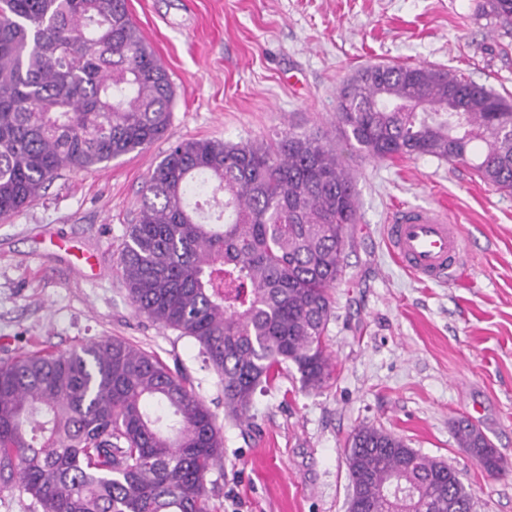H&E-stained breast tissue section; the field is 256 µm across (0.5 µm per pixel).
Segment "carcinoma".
Instances as JSON below:
<instances>
[{"mask_svg": "<svg viewBox=\"0 0 512 512\" xmlns=\"http://www.w3.org/2000/svg\"><path fill=\"white\" fill-rule=\"evenodd\" d=\"M477 15L507 31L512 0ZM173 97L127 0H0V219L66 172L161 139ZM336 118L369 158L467 163L512 192V102L452 68L359 69ZM358 211L352 174L317 135L178 142L146 182L120 276L137 312L199 344L241 423L257 388L293 368L305 390L330 379V290ZM456 434L489 475L512 470L478 428L461 419ZM223 450L185 378L121 338L0 362V492L38 512H209ZM345 455L362 512H472L446 461L380 428L358 427Z\"/></svg>", "mask_w": 512, "mask_h": 512, "instance_id": "cac0c4a2", "label": "carcinoma"}]
</instances>
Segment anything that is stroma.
Listing matches in <instances>:
<instances>
[{
    "mask_svg": "<svg viewBox=\"0 0 512 512\" xmlns=\"http://www.w3.org/2000/svg\"><path fill=\"white\" fill-rule=\"evenodd\" d=\"M476 0H128L174 87L165 135L108 168L66 173L0 220V359L121 337L179 370L216 419L224 455L207 475L210 512H346L344 448L374 425L454 466L473 512H512V474L492 477L462 447L469 418L512 464V192L431 156L373 161L339 138L336 93L377 63L454 68L512 99V45ZM296 128L334 141L360 219L330 291L333 377L291 375L256 394L249 423L224 419L199 345L137 314L118 272L146 181L190 139L267 141ZM448 210L464 242L453 281L424 283L391 257L397 207Z\"/></svg>",
    "mask_w": 512,
    "mask_h": 512,
    "instance_id": "1",
    "label": "stroma"
}]
</instances>
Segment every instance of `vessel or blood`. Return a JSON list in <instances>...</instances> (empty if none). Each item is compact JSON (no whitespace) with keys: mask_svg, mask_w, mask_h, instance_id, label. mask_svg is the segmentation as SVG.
I'll return each mask as SVG.
<instances>
[{"mask_svg":"<svg viewBox=\"0 0 512 512\" xmlns=\"http://www.w3.org/2000/svg\"><path fill=\"white\" fill-rule=\"evenodd\" d=\"M384 237L396 262L419 281L445 282L462 264L458 226L444 209L397 208L388 218Z\"/></svg>","mask_w":512,"mask_h":512,"instance_id":"1","label":"vessel or blood"}]
</instances>
